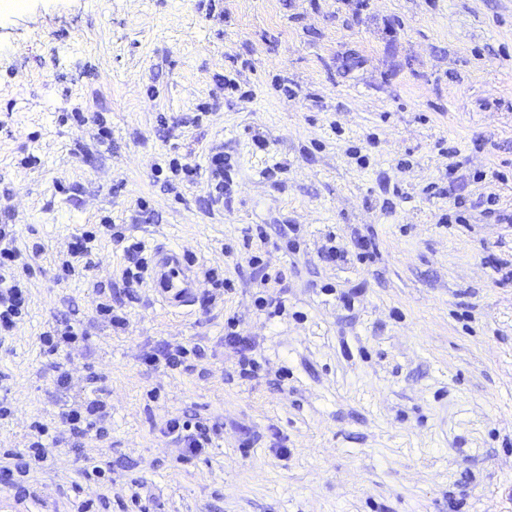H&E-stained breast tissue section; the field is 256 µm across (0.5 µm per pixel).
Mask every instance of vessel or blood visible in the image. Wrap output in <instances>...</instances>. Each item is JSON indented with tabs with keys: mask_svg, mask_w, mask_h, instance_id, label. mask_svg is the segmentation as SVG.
Returning a JSON list of instances; mask_svg holds the SVG:
<instances>
[{
	"mask_svg": "<svg viewBox=\"0 0 512 512\" xmlns=\"http://www.w3.org/2000/svg\"><path fill=\"white\" fill-rule=\"evenodd\" d=\"M147 278L158 301L170 309L192 306L200 292L193 261L176 246L153 250Z\"/></svg>",
	"mask_w": 512,
	"mask_h": 512,
	"instance_id": "obj_1",
	"label": "vessel or blood"
}]
</instances>
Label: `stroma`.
<instances>
[{
  "instance_id": "1",
  "label": "stroma",
  "mask_w": 512,
  "mask_h": 512,
  "mask_svg": "<svg viewBox=\"0 0 512 512\" xmlns=\"http://www.w3.org/2000/svg\"><path fill=\"white\" fill-rule=\"evenodd\" d=\"M0 224L42 246L0 341V455L61 431L90 374L112 403L107 440L51 449L0 512H138L136 491L150 512H512V0H22L0 10ZM114 229L228 288L177 314L124 295ZM84 231L93 265L60 279ZM65 322L86 341L45 357ZM170 344L204 354L143 364ZM184 413L219 426L206 453L162 437ZM92 459L111 481L82 480ZM226 338L228 344L234 347L239 354L238 365L240 375L247 377L257 367L256 360L249 356V353L253 351L252 344L240 336H236L233 332L228 333Z\"/></svg>"
}]
</instances>
